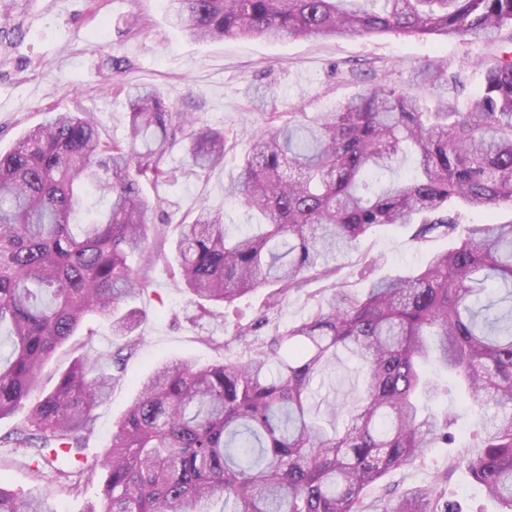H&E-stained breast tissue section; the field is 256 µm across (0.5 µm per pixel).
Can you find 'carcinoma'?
<instances>
[{
  "label": "carcinoma",
  "instance_id": "carcinoma-1",
  "mask_svg": "<svg viewBox=\"0 0 512 512\" xmlns=\"http://www.w3.org/2000/svg\"><path fill=\"white\" fill-rule=\"evenodd\" d=\"M192 37L319 38L395 33L481 40L490 59L482 90L464 105L448 65H424L440 87L433 109L396 82L362 88L330 112L303 121L266 113L248 137L241 172L225 196L265 223L236 230L224 212L200 203L181 221L180 281L197 302L231 304L273 286L275 309L307 278L328 277L376 227H406L451 247L408 275L372 279L363 295L339 294L272 336L263 318L214 341L229 354L198 365L153 369L118 420L99 465L80 458L94 411L137 352L136 312L118 306L151 285L164 231L148 214L162 208L143 184L177 179L165 157L184 147L188 171L224 164V133L199 129L157 90L127 91L129 130L102 137L80 101L0 152V328L12 351L0 357V419L29 406L0 445L25 448L36 473L71 493L105 472L103 504L85 512H363L362 495L389 470L448 440L449 418L423 411L438 382L432 362L485 411L473 478L512 512V222L465 224L473 209L512 206V0H170ZM408 156V181L392 179ZM95 313L125 339L110 370L91 374L73 337ZM70 345L73 357L53 389L33 396L43 365ZM344 350L359 361L362 387L348 402L316 400L314 385ZM326 414L346 417L326 429ZM48 489L27 494L0 485V512H56ZM219 510H214L215 505ZM381 512H456L436 485L386 502Z\"/></svg>",
  "mask_w": 512,
  "mask_h": 512
}]
</instances>
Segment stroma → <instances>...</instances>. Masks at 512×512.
<instances>
[{
	"instance_id": "1",
	"label": "stroma",
	"mask_w": 512,
	"mask_h": 512,
	"mask_svg": "<svg viewBox=\"0 0 512 512\" xmlns=\"http://www.w3.org/2000/svg\"><path fill=\"white\" fill-rule=\"evenodd\" d=\"M132 15L140 16V31L120 34ZM6 27L10 36L0 35V150L42 123L48 110H69L76 95L98 121L103 137L123 139L129 121L123 89L135 84L157 88L200 126L224 133L222 168L203 177L184 173V153L176 147L167 164L180 169L178 180L146 189L148 196L165 202L164 212L151 217L164 226L163 242L156 247L149 289L130 304L138 314L139 351L107 402L95 411V431L84 450L87 467L96 465L109 448L115 423L155 365L178 359L220 361L214 341L230 338L238 323L262 309L269 294L265 288L229 308L198 306L180 284L173 247L180 221L197 204L224 211L227 223H244L242 209L226 199L224 188L238 175L246 137L263 125L266 113L325 112L357 91L360 79L408 84L428 62L444 59L453 65L467 56L491 53L481 44L393 33L201 42L171 27L166 0H12ZM114 59L120 62L116 71L110 65ZM448 246L445 239L417 243L400 227L377 229L339 262L334 279L312 277L303 288L288 292L263 332L271 335L306 318L314 299L330 300L338 290L362 294L368 283L358 271L364 264H373L375 277L393 276ZM432 406L452 419L454 444L428 449L412 465L392 470L368 487L363 496L366 512H375L386 494L399 497L443 475L448 498L462 512H497V504L464 464L474 453L478 413L454 390ZM0 483L15 491L51 488L52 476L32 473L24 449L0 446Z\"/></svg>"
}]
</instances>
